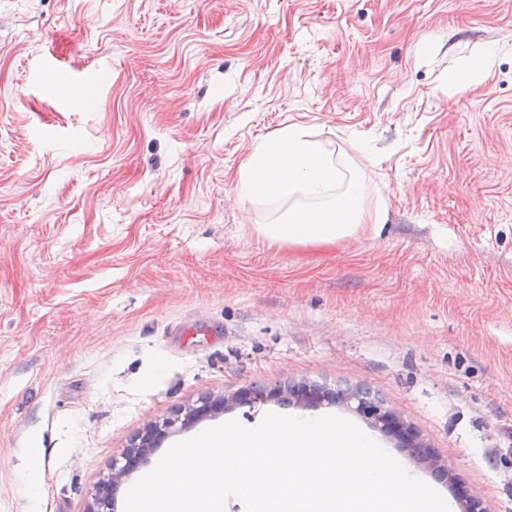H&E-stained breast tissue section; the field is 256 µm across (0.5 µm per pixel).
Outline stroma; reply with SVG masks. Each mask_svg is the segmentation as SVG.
Returning <instances> with one entry per match:
<instances>
[{
	"mask_svg": "<svg viewBox=\"0 0 512 512\" xmlns=\"http://www.w3.org/2000/svg\"><path fill=\"white\" fill-rule=\"evenodd\" d=\"M288 122L370 145L380 236L250 232L235 176ZM287 383L376 392L453 474L370 430L412 476L512 512V0H0V512H89L147 423ZM269 412L357 418L175 425L110 512L174 443ZM498 51L497 47H492L479 60L462 61L458 65L451 91L457 93L481 84L486 79Z\"/></svg>",
	"mask_w": 512,
	"mask_h": 512,
	"instance_id": "stroma-1",
	"label": "stroma"
}]
</instances>
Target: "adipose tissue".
Segmentation results:
<instances>
[{
  "label": "adipose tissue",
  "mask_w": 512,
  "mask_h": 512,
  "mask_svg": "<svg viewBox=\"0 0 512 512\" xmlns=\"http://www.w3.org/2000/svg\"><path fill=\"white\" fill-rule=\"evenodd\" d=\"M235 189L256 212L252 231L271 246L341 245L379 236L388 220L369 169L300 123L254 144Z\"/></svg>",
  "instance_id": "adipose-tissue-1"
}]
</instances>
